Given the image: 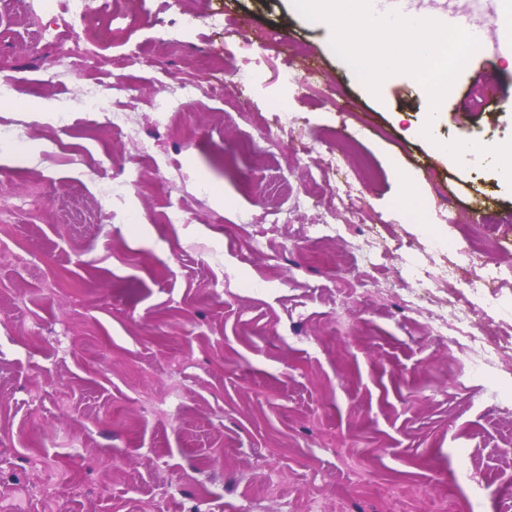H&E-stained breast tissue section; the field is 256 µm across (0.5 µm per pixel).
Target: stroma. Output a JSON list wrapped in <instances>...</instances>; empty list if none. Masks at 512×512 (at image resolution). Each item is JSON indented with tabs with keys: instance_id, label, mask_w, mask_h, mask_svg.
<instances>
[{
	"instance_id": "stroma-1",
	"label": "stroma",
	"mask_w": 512,
	"mask_h": 512,
	"mask_svg": "<svg viewBox=\"0 0 512 512\" xmlns=\"http://www.w3.org/2000/svg\"><path fill=\"white\" fill-rule=\"evenodd\" d=\"M27 2L0 0V67L23 79L0 120L28 130L0 163V512H143L150 498L156 512H418L433 497L512 512V349L479 373L431 313L400 305L398 276L433 237L474 234L479 209L512 217L500 172L422 136L424 87L373 96L288 0H128L108 35L83 32L115 125L83 110L82 71ZM217 12L239 38L212 28ZM258 34L260 56L241 41ZM206 62L220 84L201 106L156 111ZM313 65L321 93L281 104V72L304 83ZM255 67L263 82L242 88ZM489 72L492 100L461 116ZM43 102L68 127L33 112ZM442 107L439 137L463 118L471 140H512V66L473 55ZM335 133L355 139L347 202L319 195L335 176L302 151ZM247 138L279 141L284 160ZM119 174L128 187L108 194ZM173 211L181 223H163ZM370 232L387 251L360 307L334 273Z\"/></svg>"
}]
</instances>
